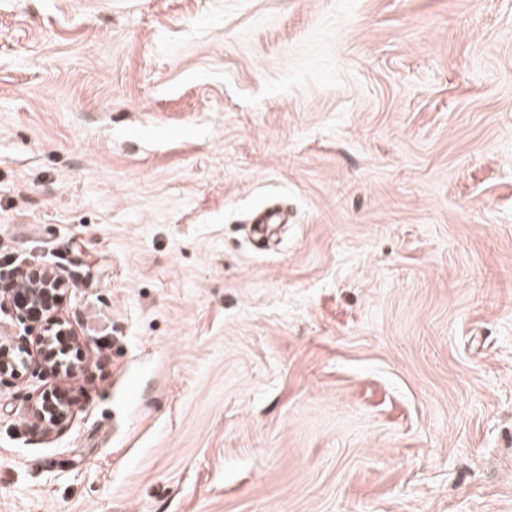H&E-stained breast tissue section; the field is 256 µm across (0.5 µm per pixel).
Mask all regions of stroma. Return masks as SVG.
<instances>
[{"instance_id":"obj_1","label":"stroma","mask_w":512,"mask_h":512,"mask_svg":"<svg viewBox=\"0 0 512 512\" xmlns=\"http://www.w3.org/2000/svg\"><path fill=\"white\" fill-rule=\"evenodd\" d=\"M19 258L0 512H512V0H0ZM249 228L253 235L261 239H269L272 229L278 224H284V213L279 208H266L260 211ZM19 278L25 279L27 282V288L22 291V303L16 302L15 298L12 297L11 288L4 289L5 292L10 294L12 318L25 323L30 319H34L31 314L32 312H43L44 315L41 316L40 320L43 319L44 323L45 321H50L52 323L51 327H54L57 323L60 324L61 328L58 336H69L73 342H79V338L69 321L58 312L59 292L64 287L69 288L67 278L55 270L38 265H28L17 269L12 278L13 282ZM58 336H55V342L51 347L57 348V357H60L64 355L63 349L65 346L60 347L63 344V340ZM37 336L35 350L28 345L24 337L9 345H0V384L3 380L13 379L19 374L20 369L31 367L34 369L48 363L47 347L51 343V338L44 334L43 328ZM21 355L22 358H20ZM20 359H22L21 362ZM34 412L44 421L53 424V429L58 428L62 426V420L66 416L65 403L57 392L44 391L41 405H37Z\"/></svg>"}]
</instances>
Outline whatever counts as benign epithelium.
<instances>
[{
	"instance_id": "1",
	"label": "benign epithelium",
	"mask_w": 512,
	"mask_h": 512,
	"mask_svg": "<svg viewBox=\"0 0 512 512\" xmlns=\"http://www.w3.org/2000/svg\"><path fill=\"white\" fill-rule=\"evenodd\" d=\"M18 279L27 280V288L22 291V302L18 303L15 298H10L12 318L24 323L32 319V312H42L46 320L54 325L60 324L59 335L67 336L75 343L79 342L69 321L58 312L59 292L69 286L67 278L50 268L28 265L15 271L13 280ZM50 343L51 338L41 331L34 349L23 337L6 346L0 345V382L15 377L24 368L45 366L49 361L47 347ZM34 412L58 428L62 426V420L66 416L65 403L58 393L45 391L41 397V405L35 407Z\"/></svg>"
}]
</instances>
